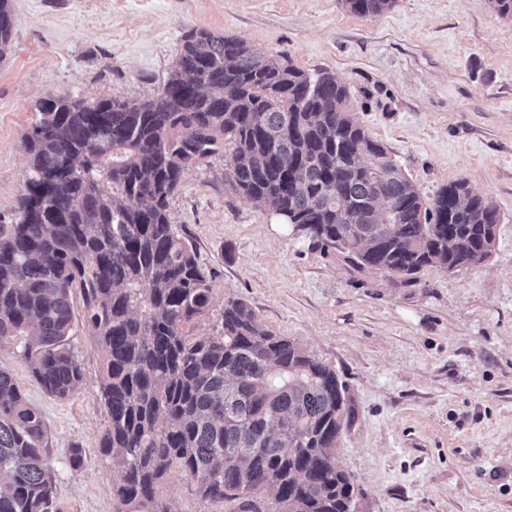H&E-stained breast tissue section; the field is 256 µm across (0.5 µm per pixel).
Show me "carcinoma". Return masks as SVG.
I'll list each match as a JSON object with an SVG mask.
<instances>
[{
  "label": "carcinoma",
  "instance_id": "1",
  "mask_svg": "<svg viewBox=\"0 0 512 512\" xmlns=\"http://www.w3.org/2000/svg\"><path fill=\"white\" fill-rule=\"evenodd\" d=\"M0 0V59L12 47ZM395 0H343L374 17ZM70 96L37 104L17 218L0 225V345H21L55 398L83 379L70 347L79 294L100 352L108 422L99 455L119 480L116 512H171L158 498L176 470L199 496L260 512H351L362 493L336 443L354 413L334 368L265 327L243 300L210 334L211 288L179 235L169 198L190 167L228 149L232 190L356 270L403 284L492 254L495 206L460 179L430 201L354 118L349 88L237 38L194 28L156 95ZM40 413L0 368V512H59Z\"/></svg>",
  "mask_w": 512,
  "mask_h": 512
}]
</instances>
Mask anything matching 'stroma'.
<instances>
[{
  "instance_id": "35a3bbf8",
  "label": "stroma",
  "mask_w": 512,
  "mask_h": 512,
  "mask_svg": "<svg viewBox=\"0 0 512 512\" xmlns=\"http://www.w3.org/2000/svg\"><path fill=\"white\" fill-rule=\"evenodd\" d=\"M0 60V224L13 223L28 169L23 139L57 95L152 98L193 28L346 84L354 115L432 199L465 179L500 213L484 263L421 272L404 286L356 271L336 252L232 193L225 158L189 168L169 200L181 237L210 275V333L225 302L245 300L278 335L335 368L355 416L337 459L364 492L361 512H512V18L490 0H395L359 17L342 0H12ZM83 381L44 393L17 346L8 370L42 416L61 512H115L117 474L98 454L107 412L100 352L75 318ZM80 445L84 465L70 462ZM172 512H230L172 474Z\"/></svg>"
}]
</instances>
